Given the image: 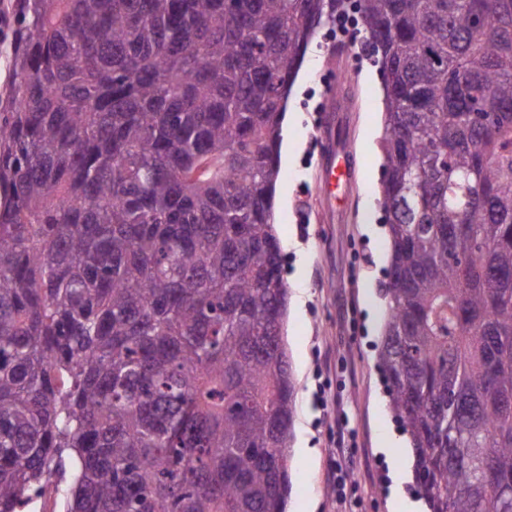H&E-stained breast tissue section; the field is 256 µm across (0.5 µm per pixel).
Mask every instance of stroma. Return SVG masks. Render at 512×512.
Instances as JSON below:
<instances>
[{
    "label": "stroma",
    "mask_w": 512,
    "mask_h": 512,
    "mask_svg": "<svg viewBox=\"0 0 512 512\" xmlns=\"http://www.w3.org/2000/svg\"><path fill=\"white\" fill-rule=\"evenodd\" d=\"M338 92L343 122L336 148L322 139L321 102ZM385 100L379 70L362 42L318 31L288 99L275 187L274 222L288 288L285 343L296 385L292 488L286 512H403L417 500L414 478L397 480L392 454L410 445L389 408L378 365L386 317L383 288L391 243L380 205ZM351 166L335 196L320 194L328 155ZM354 440L336 451L334 419ZM348 471L345 506L329 483Z\"/></svg>",
    "instance_id": "obj_1"
}]
</instances>
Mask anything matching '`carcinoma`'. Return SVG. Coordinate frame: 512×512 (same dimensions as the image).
I'll return each mask as SVG.
<instances>
[{
  "instance_id": "carcinoma-1",
  "label": "carcinoma",
  "mask_w": 512,
  "mask_h": 512,
  "mask_svg": "<svg viewBox=\"0 0 512 512\" xmlns=\"http://www.w3.org/2000/svg\"><path fill=\"white\" fill-rule=\"evenodd\" d=\"M353 4L393 74L390 408L430 512H512V0ZM327 10L13 0L0 512L49 483L64 512H285L295 387L271 217L281 101ZM479 95L494 130L470 120Z\"/></svg>"
}]
</instances>
